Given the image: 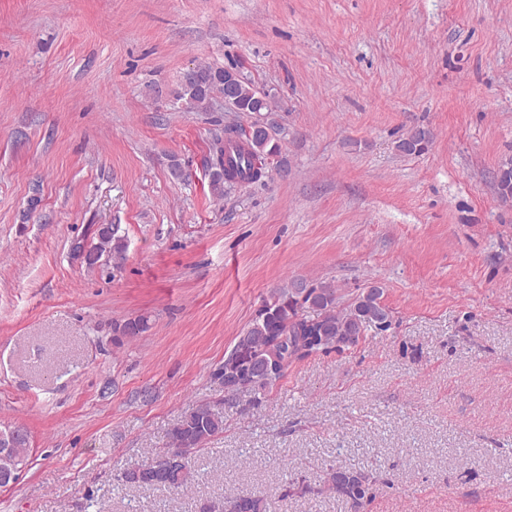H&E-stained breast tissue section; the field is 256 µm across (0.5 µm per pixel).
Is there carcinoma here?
<instances>
[{
    "mask_svg": "<svg viewBox=\"0 0 512 512\" xmlns=\"http://www.w3.org/2000/svg\"><path fill=\"white\" fill-rule=\"evenodd\" d=\"M231 64L224 68L199 65L181 80L179 99L189 112L208 107L215 92L224 90V77L238 72ZM233 112H253L250 126L276 128L273 97L257 90L252 83L241 84L239 99L229 106ZM430 132L415 128L396 142V150L405 155L425 151ZM279 153L278 139L268 134L247 135L237 123L224 125V136L213 139L206 161L210 170V189L221 197L224 189L237 185L261 184L268 177L267 160ZM498 195L502 202L512 201V158L504 159L495 172ZM97 242L78 243L76 256L87 268H95L102 257L121 259L127 248L118 224L100 227ZM384 289L372 284L340 307L337 289L331 283L290 282L275 289L257 310L248 328L238 337L224 357V365L215 376L224 381L225 403L234 406L228 377L238 380L236 393L256 395L272 388L293 363L319 352L341 350L356 345L366 331H386L392 325L391 309L383 302ZM149 328L148 319L139 316L114 326L118 336L134 337ZM224 431V416L207 404L193 408L178 420L169 432L172 448L123 472L125 483L137 487L180 489L191 479L186 454L207 444ZM30 441L21 432L13 454L0 458V469L17 473L28 458ZM339 497L356 509L369 494V478L358 472L335 469L329 473ZM264 498L252 494H235L224 501V512H266Z\"/></svg>",
    "mask_w": 512,
    "mask_h": 512,
    "instance_id": "carcinoma-1",
    "label": "carcinoma"
}]
</instances>
